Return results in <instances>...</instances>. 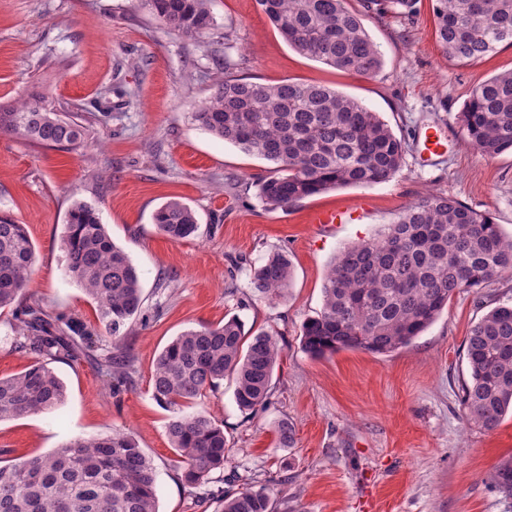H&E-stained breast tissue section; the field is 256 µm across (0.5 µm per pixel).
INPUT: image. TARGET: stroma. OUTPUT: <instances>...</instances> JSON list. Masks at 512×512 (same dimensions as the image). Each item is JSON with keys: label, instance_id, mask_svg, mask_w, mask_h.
Segmentation results:
<instances>
[{"label": "stroma", "instance_id": "obj_1", "mask_svg": "<svg viewBox=\"0 0 512 512\" xmlns=\"http://www.w3.org/2000/svg\"><path fill=\"white\" fill-rule=\"evenodd\" d=\"M211 10L214 26L196 43L139 0H0V103L41 94L85 128L73 151L0 134V214L26 225L36 255L25 295L0 310V377L35 359L17 348L13 330L30 299L107 337L95 303L64 273L61 238L74 202L98 210L136 266L144 296L123 341L128 382L112 384L90 357L51 361L65 401L0 421V466L74 438L124 432L156 469L158 512H221L223 492L241 489L247 475L270 488L274 512H507L490 475L512 460V415L491 431L471 427L461 398L470 380L465 338L491 308L512 303V279L457 294L421 336L387 355L343 350L315 358L300 336L322 308L336 255L376 237L410 203L451 195L512 235V154L481 157L464 145L459 120L475 86L512 69V45L481 61L446 57L432 0H417L414 17L366 18L383 66L365 79L296 52L257 0H212ZM220 60L256 82L317 83L356 98L404 141L402 169L385 183L267 209L258 180L269 162L192 119L213 91ZM427 124L453 135L447 153L426 164L417 138ZM173 199L195 210V236L173 240L158 231L152 216ZM354 206L361 209L354 223L310 221L315 211ZM275 252L288 257L293 277L271 304L259 298L253 275ZM231 317L245 331L276 333L283 352L265 410L241 411L228 380L202 399L224 426L230 462L222 481L191 489L167 436L172 412L155 400L151 374L176 336ZM284 420L293 441L282 448Z\"/></svg>", "mask_w": 512, "mask_h": 512}]
</instances>
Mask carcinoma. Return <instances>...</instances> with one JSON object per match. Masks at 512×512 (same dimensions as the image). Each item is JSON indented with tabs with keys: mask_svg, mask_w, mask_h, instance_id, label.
<instances>
[{
	"mask_svg": "<svg viewBox=\"0 0 512 512\" xmlns=\"http://www.w3.org/2000/svg\"><path fill=\"white\" fill-rule=\"evenodd\" d=\"M211 0H141L143 8L181 37L197 41L212 29ZM271 24L298 53L362 78H372L382 57L365 17L396 8L410 16L415 0H364L363 12L345 0H258ZM434 34L442 53L462 61L485 59L512 44V0H434ZM213 136L274 164L259 180V197L286 209L336 187L390 181L401 170L405 143L388 124L356 99L325 85L283 80L254 82L224 74L192 113ZM464 141L483 157L512 152V70L476 86L460 113ZM0 133L46 147L72 150L84 127L57 112L42 95L0 104ZM159 231L185 239L197 230L194 211L170 200L153 216ZM66 273L98 307L111 338L96 357L107 376L122 383L130 362L122 340L141 312L140 277L117 245L99 212L75 202L61 239ZM35 261L25 225L0 216V309L25 292ZM291 264L282 253L254 272L259 296L273 303L285 296ZM512 276V236L491 217L452 196L432 194L402 209L373 240L349 246L332 263L320 313L302 326L303 349L315 358L341 350L385 355L410 344L457 294ZM18 348L52 359L94 350L77 320L48 313L36 299L15 316ZM470 382L463 388L466 422L491 431L512 411V305L487 312L465 340ZM282 346L268 331L244 332L239 319L190 329L159 354L152 373L154 398L173 409L196 404L230 376L243 411L265 408ZM64 385L47 363L0 378V421L52 411ZM167 434L181 463V479L193 489L214 482L229 459L224 426L204 409L175 415ZM512 501V460L490 476ZM155 469L135 438L116 433L77 439L46 455L21 457L0 466V512H158ZM223 512H272L267 486L247 479L224 495Z\"/></svg>",
	"mask_w": 512,
	"mask_h": 512,
	"instance_id": "1",
	"label": "carcinoma"
}]
</instances>
